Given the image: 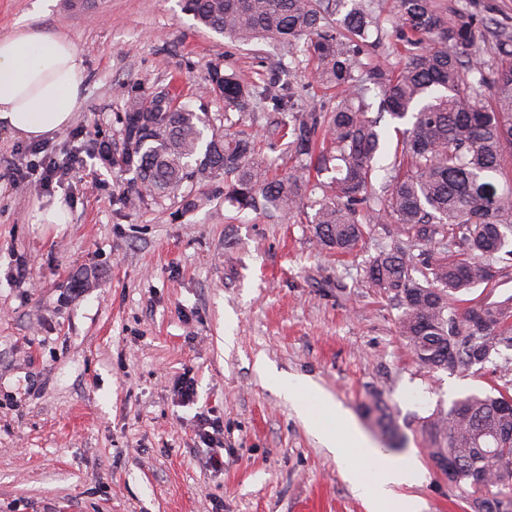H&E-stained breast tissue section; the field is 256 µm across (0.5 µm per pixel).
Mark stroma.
Returning <instances> with one entry per match:
<instances>
[{"label":"stroma","instance_id":"35a3bbf8","mask_svg":"<svg viewBox=\"0 0 512 512\" xmlns=\"http://www.w3.org/2000/svg\"><path fill=\"white\" fill-rule=\"evenodd\" d=\"M360 2L381 21L363 69L400 65L398 0ZM34 3L0 0V35L33 26L68 36L87 82L71 124L43 140L49 155L77 158L54 194L26 175L30 141L0 129V512H368L275 388L279 375L309 380L391 458L426 470L401 490L413 512H473L427 453L431 422L467 396L512 392V373L501 355L462 372L419 365L399 333L401 308L365 278L372 256L402 243L395 225L339 254L317 244L303 215L240 213L217 197L193 210L178 195L118 202L135 181L118 163L128 91L168 87L215 126L229 116L261 133L262 113L228 115L204 95L209 70L289 84L298 107L331 109L336 92L313 82V62L276 40L243 44L199 27L179 0ZM435 3L487 26L479 57L496 67L512 0ZM57 201L70 222L39 223ZM19 257L24 281L13 276ZM185 374L197 384L189 406L175 389ZM374 402L393 435L365 416ZM203 410L224 425L220 473L196 434Z\"/></svg>","mask_w":512,"mask_h":512}]
</instances>
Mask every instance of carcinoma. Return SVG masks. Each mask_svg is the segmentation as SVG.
<instances>
[{
  "label": "carcinoma",
  "instance_id": "obj_1",
  "mask_svg": "<svg viewBox=\"0 0 512 512\" xmlns=\"http://www.w3.org/2000/svg\"><path fill=\"white\" fill-rule=\"evenodd\" d=\"M181 8L197 25L240 42L304 44L315 82L336 89V107L297 110L289 86L268 83L258 94L235 74L209 72L207 93L224 100V114L260 100L286 115L271 127L294 165L272 178L256 135L226 128L207 140L210 122L176 95H134L121 118L122 166L134 171L137 185L121 203L162 199L222 176L230 206L291 218L301 213L310 169L331 170L329 194L309 219L317 242L350 253L371 225H397L407 242L378 252L365 274L369 287L402 309L401 336L422 367L468 370L512 349V295L462 299L478 287L495 290L512 260V186L498 182L512 155V63L481 66L479 23L451 21L432 0H399L405 61L396 70H373L369 81L380 90L381 109L394 120L411 119V127L395 148L384 194L376 196L382 134L379 119L368 116L365 84L354 75L356 55L377 24L372 13L353 7L335 27L322 0H181ZM485 88L493 90L491 105L483 104ZM450 238L460 240L459 250H448ZM505 404L502 393L471 395L431 425L446 444L430 449L431 458L458 462L448 483L474 512H498L494 495L502 482L512 483V412H503ZM482 433L499 436L493 463L478 444Z\"/></svg>",
  "mask_w": 512,
  "mask_h": 512
}]
</instances>
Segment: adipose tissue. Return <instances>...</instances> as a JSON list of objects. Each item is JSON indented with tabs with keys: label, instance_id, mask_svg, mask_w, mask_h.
I'll use <instances>...</instances> for the list:
<instances>
[{
	"label": "adipose tissue",
	"instance_id": "ef3b65f1",
	"mask_svg": "<svg viewBox=\"0 0 512 512\" xmlns=\"http://www.w3.org/2000/svg\"><path fill=\"white\" fill-rule=\"evenodd\" d=\"M86 71L73 42L64 35L26 27L0 36V128L16 137L37 140L66 128L81 110ZM311 427L343 463L344 474L372 512H408L402 487L423 477L414 463H399L377 448L349 423L341 404L320 398ZM347 422L344 434L330 420Z\"/></svg>",
	"mask_w": 512,
	"mask_h": 512
}]
</instances>
